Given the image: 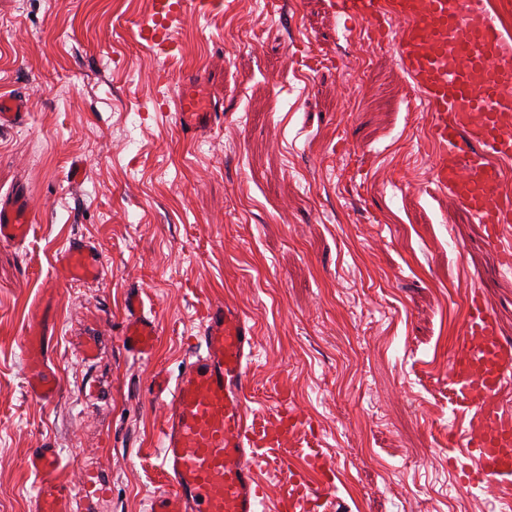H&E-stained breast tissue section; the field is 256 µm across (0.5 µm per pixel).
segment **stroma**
<instances>
[{"label": "stroma", "mask_w": 512, "mask_h": 512, "mask_svg": "<svg viewBox=\"0 0 512 512\" xmlns=\"http://www.w3.org/2000/svg\"><path fill=\"white\" fill-rule=\"evenodd\" d=\"M152 14L153 0H0V92L28 100L0 132V196L27 189L33 224L0 243V512H29L25 460L46 445L58 478L106 488L72 512H149L169 487L153 381L179 375L211 302L255 328L249 411L265 417L284 386L311 418L334 512H494L502 485L458 489L448 432L469 415L448 371L464 299L512 343V264L434 192L430 116L395 45L332 0H220L164 50L141 37ZM193 78L224 119L188 137L173 91ZM75 237L98 249L100 280L65 277ZM133 288L160 330L149 360L122 344ZM45 301L49 403L26 387Z\"/></svg>", "instance_id": "stroma-1"}]
</instances>
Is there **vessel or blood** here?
<instances>
[{
	"label": "vessel or blood",
	"mask_w": 512,
	"mask_h": 512,
	"mask_svg": "<svg viewBox=\"0 0 512 512\" xmlns=\"http://www.w3.org/2000/svg\"><path fill=\"white\" fill-rule=\"evenodd\" d=\"M211 0H157L143 25L149 44L169 43L187 8L205 11ZM339 17L361 20L381 40L394 41L401 64L413 81L419 101L431 117V134L439 147L433 163L435 188L451 192L484 225L489 240L500 243L512 228V198L494 193L498 173L487 160L512 156V128L504 125L512 111V91L496 82L475 85L471 73L448 63L449 56L469 58L474 67L486 59L512 68V46L504 44L494 18L464 21L460 0H333ZM180 130L192 134L214 125V105L201 81L179 85L175 94ZM25 102L0 95V129L23 122ZM31 230V210L24 190L0 202V242L23 241ZM67 277L96 281L103 265L95 246L76 240L63 256ZM123 329L127 350L151 356L158 331L145 314L140 295L128 297ZM35 335L27 337L30 356L27 387L41 400L56 397L59 383L48 366L54 346L42 336L43 318L32 312ZM201 352L191 355L175 383L156 378L153 394L165 408L162 421V468L170 483L150 512H260L265 486L262 468L280 475L279 512H327L334 473L323 454L311 449L296 467L290 439L305 431L308 419L287 389L277 393L273 411L263 422L247 407V367L254 350V328L234 306L212 303L204 311ZM451 380L462 405L474 410L468 427L467 470L472 483L512 480V431L502 427L500 388L512 381V344L501 340L493 316L472 300L469 317L452 348ZM60 465L52 448L34 449L28 462L40 477L33 512H71L72 487L55 475Z\"/></svg>",
	"instance_id": "1"
}]
</instances>
